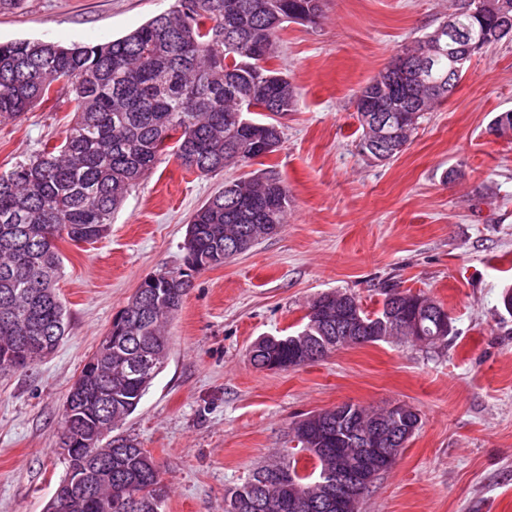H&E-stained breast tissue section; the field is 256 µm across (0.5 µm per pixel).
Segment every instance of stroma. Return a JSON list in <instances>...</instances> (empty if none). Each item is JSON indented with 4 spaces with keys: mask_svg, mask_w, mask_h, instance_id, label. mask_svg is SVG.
<instances>
[{
    "mask_svg": "<svg viewBox=\"0 0 512 512\" xmlns=\"http://www.w3.org/2000/svg\"><path fill=\"white\" fill-rule=\"evenodd\" d=\"M169 6L16 0L0 6V40L106 43ZM453 9V0H323L318 24L282 30L273 65L299 96L263 164L288 187V219L194 276L168 324L169 359L122 427L164 472L163 512H224L228 490L290 448L295 421L344 402L405 403L421 416L359 512H512V316L500 304L512 286V137L489 132L512 111V42L471 61L397 158L357 149V91ZM72 119L49 101L0 124V173ZM247 172L204 177L162 156L107 237L59 240L66 333L30 368L0 373V512H45L65 472L55 452L63 405L85 361L142 280L181 265L192 213ZM389 285L443 303L453 336L432 348L346 346L286 371L252 366L254 340L300 329L318 294L348 291L374 312Z\"/></svg>",
    "mask_w": 512,
    "mask_h": 512,
    "instance_id": "1",
    "label": "stroma"
}]
</instances>
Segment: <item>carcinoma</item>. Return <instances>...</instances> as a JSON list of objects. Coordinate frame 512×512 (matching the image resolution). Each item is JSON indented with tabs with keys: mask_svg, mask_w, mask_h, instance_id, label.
<instances>
[{
	"mask_svg": "<svg viewBox=\"0 0 512 512\" xmlns=\"http://www.w3.org/2000/svg\"><path fill=\"white\" fill-rule=\"evenodd\" d=\"M311 0H174L166 11L131 33L103 44L18 39L0 41V124L17 121L52 93L65 94L74 122L58 143L47 139L27 159L0 173V371L32 366L36 352H25L24 336H41L56 348L66 332V307L56 292L63 256L57 240L103 238L114 212L147 176L159 158L172 153L186 171L215 175L231 165L261 157L262 134L281 128L278 119L293 111L297 93L288 77L270 66L277 58L283 23L298 2ZM491 0H456L454 15L475 37L495 26L482 6ZM423 38L397 50L396 58L418 59L427 49ZM450 88L425 87L385 68L356 95L359 151L375 157L380 132L392 143L384 160L401 154L424 113L447 99ZM394 110L393 124L378 126L367 101ZM251 103L256 116L241 110ZM288 187L271 171L239 177L193 212L182 244L191 264L146 277L142 291L117 314L112 346L91 355L94 371L80 374L87 388L66 399L62 430L73 423L99 436L96 452L112 464V479L97 484L91 496L79 497L69 512H162L166 489L160 469L137 439L112 435L139 406L163 367L168 343L163 325L181 308L193 275L231 261L259 241L277 235L290 210ZM382 307L365 311L349 294L354 316L364 324L361 343L397 336L388 308L401 317L418 318L425 336L452 333L443 304L424 293L393 286L382 292ZM341 292L318 295L301 331L263 336L252 346L250 360L261 369H289L296 344L331 343L346 336L336 324ZM356 417L381 416L397 428L419 429L421 417L411 408L393 415L382 409L344 402L319 412L336 425V412ZM296 447L257 468L251 478L224 496V512H336L331 507L341 479L316 434L302 422L293 427ZM285 467L288 485L269 480ZM112 501V510L101 502Z\"/></svg>",
	"mask_w": 512,
	"mask_h": 512,
	"instance_id": "obj_1",
	"label": "carcinoma"
}]
</instances>
